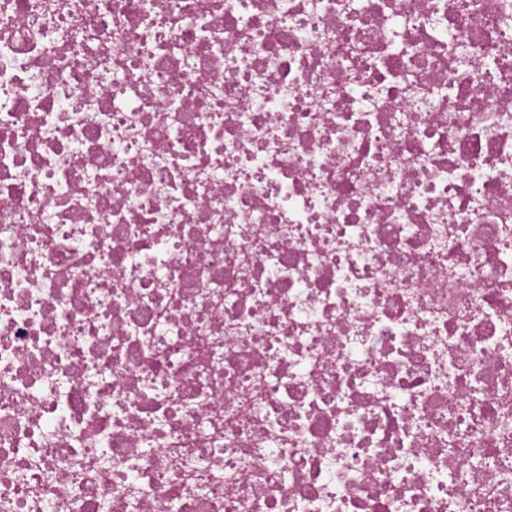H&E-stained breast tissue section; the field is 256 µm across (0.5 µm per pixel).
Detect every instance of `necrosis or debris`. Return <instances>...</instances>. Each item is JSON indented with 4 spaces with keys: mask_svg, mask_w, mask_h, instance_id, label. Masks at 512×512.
<instances>
[{
    "mask_svg": "<svg viewBox=\"0 0 512 512\" xmlns=\"http://www.w3.org/2000/svg\"><path fill=\"white\" fill-rule=\"evenodd\" d=\"M0 512H512V0H0Z\"/></svg>",
    "mask_w": 512,
    "mask_h": 512,
    "instance_id": "1",
    "label": "necrosis or debris"
}]
</instances>
